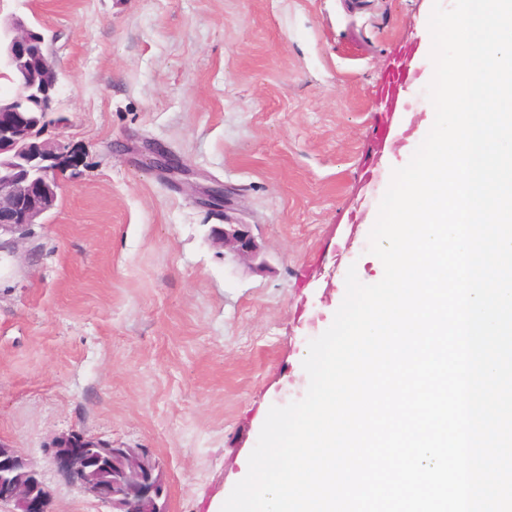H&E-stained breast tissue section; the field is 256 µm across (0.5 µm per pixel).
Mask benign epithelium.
I'll return each instance as SVG.
<instances>
[{"instance_id": "7a95c632", "label": "benign epithelium", "mask_w": 512, "mask_h": 512, "mask_svg": "<svg viewBox=\"0 0 512 512\" xmlns=\"http://www.w3.org/2000/svg\"><path fill=\"white\" fill-rule=\"evenodd\" d=\"M11 34L10 53L22 58L31 52H45V36L35 31L16 15L0 22ZM47 73L42 93L47 97L44 111L53 108L57 73L52 56H46ZM49 129L36 133L27 112L19 107L0 106V154L26 153V171L14 177L0 162V252H14L15 245L32 233V226L54 206L59 182L57 172L67 154L52 138ZM213 242L235 256L254 261L261 248L248 224H226L212 230ZM112 457V466L118 469L120 480L110 482L93 475L89 451ZM54 467L68 482L76 485L91 499L106 504L112 512H127L132 496L141 501L142 512H165V504L158 503L165 492L163 473L147 448H113L82 432L72 431L56 437L46 447ZM0 469L18 472L15 480L3 484L0 478V504L10 506L9 512H46L38 489L26 481L34 472L21 449L0 440Z\"/></svg>"}]
</instances>
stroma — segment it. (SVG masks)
Segmentation results:
<instances>
[{
	"label": "stroma",
	"mask_w": 512,
	"mask_h": 512,
	"mask_svg": "<svg viewBox=\"0 0 512 512\" xmlns=\"http://www.w3.org/2000/svg\"><path fill=\"white\" fill-rule=\"evenodd\" d=\"M453 0H0L39 22L58 72L49 132L75 158L53 209L0 254V440L54 512H109L45 449L76 430L159 460L169 512L244 478L271 406L304 397L308 343L348 269L384 270L369 233L393 169L429 131L434 3ZM417 78L396 129L371 112L402 46ZM148 151L182 173L145 170ZM232 192L228 212L200 202ZM247 224L262 268L213 246Z\"/></svg>",
	"instance_id": "1"
}]
</instances>
